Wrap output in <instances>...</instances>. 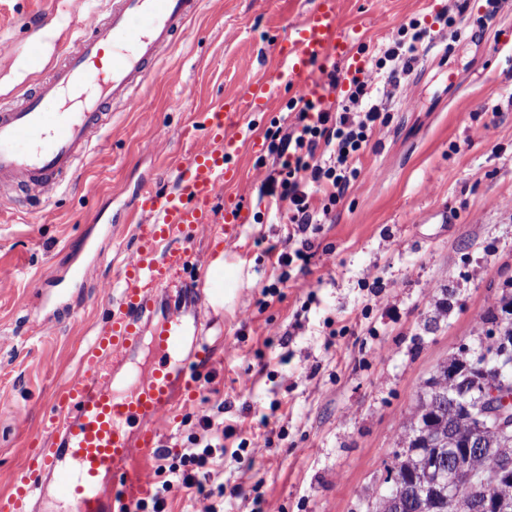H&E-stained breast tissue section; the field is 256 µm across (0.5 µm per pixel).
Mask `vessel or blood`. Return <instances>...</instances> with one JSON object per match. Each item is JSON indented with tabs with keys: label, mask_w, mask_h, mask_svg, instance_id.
<instances>
[{
	"label": "vessel or blood",
	"mask_w": 512,
	"mask_h": 512,
	"mask_svg": "<svg viewBox=\"0 0 512 512\" xmlns=\"http://www.w3.org/2000/svg\"><path fill=\"white\" fill-rule=\"evenodd\" d=\"M202 2L112 0L107 12L84 14L73 49L20 100L0 102L1 206L50 199L71 180L93 136L107 125V107L132 104L143 83L158 77L161 49L185 31ZM352 48L338 0H313L277 47L271 76L245 81L207 111L198 146L177 167L176 191L140 193L136 208L144 223L120 271V298L79 370L58 388L45 434L34 439L25 467L0 492V512H24L48 497L70 501L73 512H133L151 496L140 464L158 453L170 410L197 397L212 354L198 352L194 365L178 361L183 320L173 308L152 330L164 362L130 391L114 390L112 375L139 346L141 321L164 299L170 273L189 270L204 280L206 270L192 252L196 236L236 239L243 209L228 203L219 212L215 204L241 180L228 157L238 152L253 116L267 111L284 86L322 99L315 66L349 60ZM47 99L57 102V111L44 110Z\"/></svg>",
	"instance_id": "b4317fda"
}]
</instances>
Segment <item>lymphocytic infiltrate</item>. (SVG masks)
<instances>
[{"mask_svg": "<svg viewBox=\"0 0 512 512\" xmlns=\"http://www.w3.org/2000/svg\"><path fill=\"white\" fill-rule=\"evenodd\" d=\"M431 40L426 28H397L383 52L391 61L388 73L371 69L353 78L347 102L340 112L316 108L313 102L299 100L296 121L288 132H268L269 150L283 157L281 169L264 175L261 185L269 196L287 202L288 221L299 232L321 223L336 202L347 192L356 175V156L368 133L380 120L377 106L370 99L381 78L399 83L411 72ZM203 436H192L186 448L174 455L171 463L158 467L159 487L151 503H138L139 512H165L166 496L175 489L204 493L210 479L207 464L216 449L222 448L227 432L220 415L200 421Z\"/></svg>", "mask_w": 512, "mask_h": 512, "instance_id": "obj_1", "label": "lymphocytic infiltrate"}]
</instances>
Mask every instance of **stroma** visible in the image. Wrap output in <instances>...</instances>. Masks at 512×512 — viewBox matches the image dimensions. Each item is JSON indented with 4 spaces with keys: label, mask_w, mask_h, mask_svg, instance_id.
<instances>
[{
    "label": "stroma",
    "mask_w": 512,
    "mask_h": 512,
    "mask_svg": "<svg viewBox=\"0 0 512 512\" xmlns=\"http://www.w3.org/2000/svg\"><path fill=\"white\" fill-rule=\"evenodd\" d=\"M341 0L340 23L357 32L363 69L400 25L430 29L433 45L399 86L374 102L387 122L359 153L358 175L319 229L288 233V205L260 191L277 166L268 131L294 121L296 93L280 90L255 115L258 150L243 147L234 194L247 211L228 246L199 237L198 259L223 253L234 275L224 306L209 289L181 306V359L201 344L224 357L201 394L162 430L165 448L200 432L223 411L234 430L209 467L223 493L172 491L166 512H363L400 447L428 378L460 348L487 345L483 318L512 293V0ZM310 0H205L185 35L163 51L162 74L131 106L116 108L73 179L48 202L0 212V490L42 430L59 386L76 370L120 293L118 272L137 243L127 221L145 187L169 192L177 164L196 143L203 113L248 79L269 73L274 43ZM57 0H0V100H17L40 78L31 56L54 46L33 17ZM182 109H172L175 100ZM114 235L99 240L101 222ZM287 244L306 260L286 268L268 249ZM92 260L88 283L71 277ZM50 279L51 287L36 289ZM54 330L41 332L44 319Z\"/></svg>",
    "instance_id": "35a3bbf8"
}]
</instances>
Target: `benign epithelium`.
Returning <instances> with one entry per match:
<instances>
[{"label": "benign epithelium", "mask_w": 512, "mask_h": 512, "mask_svg": "<svg viewBox=\"0 0 512 512\" xmlns=\"http://www.w3.org/2000/svg\"><path fill=\"white\" fill-rule=\"evenodd\" d=\"M430 388L432 396L452 404L467 419L437 441L448 454L433 462L448 485V506L459 512H512V356L502 353L492 366L460 367L448 362V372L438 370ZM497 458L505 468L480 466L484 459ZM496 493L475 499L464 488L475 482Z\"/></svg>", "instance_id": "1"}]
</instances>
